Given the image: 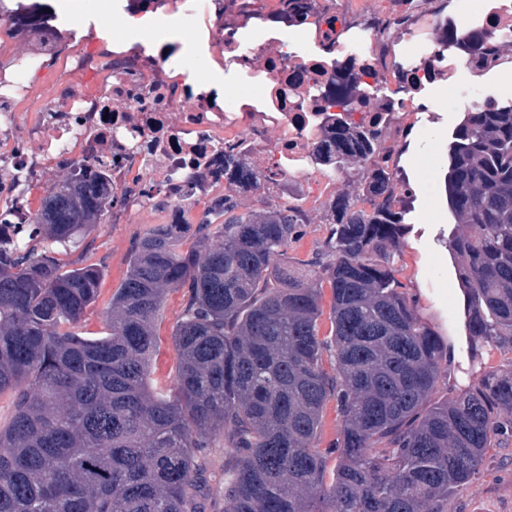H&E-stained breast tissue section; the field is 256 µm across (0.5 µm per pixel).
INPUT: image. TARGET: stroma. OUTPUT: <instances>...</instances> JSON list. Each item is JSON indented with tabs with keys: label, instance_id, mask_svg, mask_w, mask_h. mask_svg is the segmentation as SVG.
<instances>
[{
	"label": "stroma",
	"instance_id": "stroma-1",
	"mask_svg": "<svg viewBox=\"0 0 512 512\" xmlns=\"http://www.w3.org/2000/svg\"><path fill=\"white\" fill-rule=\"evenodd\" d=\"M59 23L72 32L75 50L90 43L110 41L113 37L108 16L125 0H51ZM69 72L64 60L45 63L39 72L30 73L31 91L16 98L11 108L16 112H41L54 100L57 89ZM455 90L448 84L430 88L433 110L400 112L384 128V144L394 150L396 171L394 196L408 207L406 229L395 250L396 277L408 296L416 298L423 321L440 335L448 337L453 367L448 371L452 386L466 384L460 367L467 362L466 330L463 323L464 293L459 286V260L449 248L453 234L466 227L453 214L448 202V171L453 135L464 115L449 100ZM358 184L347 176H337L328 197L306 207L308 222L288 249L292 259L307 260L324 254L331 219L330 200L340 194H354ZM158 211L145 208L134 211L126 223L105 222L96 225L79 251H71L67 260L85 256L98 264L103 277L97 300L78 325L82 332H100L106 327L112 295L127 272V256L133 242L153 224L162 223ZM188 295L185 289L170 291L155 321L157 348L151 367L153 389L172 396L176 388L177 352L172 334L180 322ZM205 464L206 498L204 512H224V442L197 451ZM453 512H512V441L489 449L483 469L465 485L452 502Z\"/></svg>",
	"mask_w": 512,
	"mask_h": 512
}]
</instances>
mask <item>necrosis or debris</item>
<instances>
[{
  "label": "necrosis or debris",
  "instance_id": "1",
  "mask_svg": "<svg viewBox=\"0 0 512 512\" xmlns=\"http://www.w3.org/2000/svg\"><path fill=\"white\" fill-rule=\"evenodd\" d=\"M278 4L253 0L254 21L240 15L236 0H127L114 11L121 31L126 17L164 13L173 34L122 31L111 46L72 53L66 61L75 78L61 83L50 111L0 112V214L15 236L36 222V179L99 167L114 193L115 223L152 206L180 220L185 208L223 191L228 142L247 145L241 160L252 173L249 190L276 171L302 186V201L324 196L336 168L312 155L342 112L340 94L353 97L366 121L383 125L418 110L433 83H455L465 71L474 81L458 101L469 105L483 95L480 77L505 59L449 51V40L512 43V0H457L441 15L432 0H381L372 13L364 0H306L305 13L285 28L266 21ZM46 29L42 46L24 49L11 71L13 94H24L30 72L58 55L62 33L52 23ZM382 33L392 47L379 52ZM188 39L205 46L219 69L240 73L238 90L186 75ZM100 72L102 86L87 87L85 78ZM379 82L399 87L400 96L377 98Z\"/></svg>",
  "mask_w": 512,
  "mask_h": 512
}]
</instances>
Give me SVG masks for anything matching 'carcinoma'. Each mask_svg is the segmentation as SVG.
Wrapping results in <instances>:
<instances>
[{
    "mask_svg": "<svg viewBox=\"0 0 512 512\" xmlns=\"http://www.w3.org/2000/svg\"><path fill=\"white\" fill-rule=\"evenodd\" d=\"M43 22L41 6L9 15ZM345 119L322 153L367 184L332 200L327 261L297 271L285 255L306 223L297 202L263 220L233 192L197 217L203 247L183 250L186 224H153L135 241L103 336L75 325L95 303V264L64 262L110 214L98 171L57 178L25 240L0 233V512H200L197 449L218 438L224 512H450L495 440L512 435V364L442 398L448 347L395 277L405 211L396 206L382 127ZM448 191L471 227L449 242L462 259L467 377L486 347L512 350V102L475 104L451 145ZM283 259L276 276L271 261ZM330 341L319 338L322 282ZM189 301L173 339L176 392L151 387L154 320L167 292ZM329 353L334 374L323 368ZM336 402V466L316 446Z\"/></svg>",
    "mask_w": 512,
    "mask_h": 512,
    "instance_id": "carcinoma-1",
    "label": "carcinoma"
}]
</instances>
